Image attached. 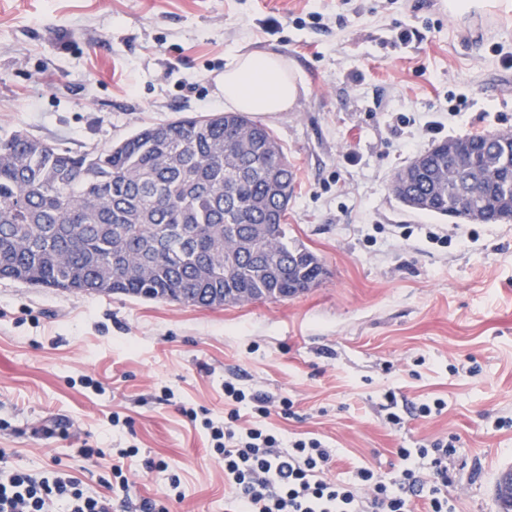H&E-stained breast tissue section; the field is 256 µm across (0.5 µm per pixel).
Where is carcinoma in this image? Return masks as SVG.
Segmentation results:
<instances>
[{
	"instance_id": "obj_1",
	"label": "carcinoma",
	"mask_w": 512,
	"mask_h": 512,
	"mask_svg": "<svg viewBox=\"0 0 512 512\" xmlns=\"http://www.w3.org/2000/svg\"><path fill=\"white\" fill-rule=\"evenodd\" d=\"M392 179L403 204L461 222L512 213V133L442 140ZM294 167L245 112L144 127L75 153L17 131L0 139V276L44 288L217 307L286 299L325 274L288 240Z\"/></svg>"
}]
</instances>
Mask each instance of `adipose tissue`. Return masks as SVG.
Listing matches in <instances>:
<instances>
[{"label": "adipose tissue", "mask_w": 512, "mask_h": 512, "mask_svg": "<svg viewBox=\"0 0 512 512\" xmlns=\"http://www.w3.org/2000/svg\"><path fill=\"white\" fill-rule=\"evenodd\" d=\"M221 86L225 106L242 112H284L298 95L296 75L272 52L230 55Z\"/></svg>", "instance_id": "1"}]
</instances>
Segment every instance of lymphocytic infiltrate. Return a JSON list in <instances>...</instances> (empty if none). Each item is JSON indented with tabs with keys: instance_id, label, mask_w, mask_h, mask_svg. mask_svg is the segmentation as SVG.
Segmentation results:
<instances>
[{
	"instance_id": "obj_1",
	"label": "lymphocytic infiltrate",
	"mask_w": 512,
	"mask_h": 512,
	"mask_svg": "<svg viewBox=\"0 0 512 512\" xmlns=\"http://www.w3.org/2000/svg\"><path fill=\"white\" fill-rule=\"evenodd\" d=\"M227 412L222 423L199 418L212 441V456L224 467L234 492L233 512H457L448 496V461L458 453L456 437L436 439L396 451L397 463L385 478L355 467L350 479H331L334 451L316 437L283 441L266 426L272 406L292 415L288 398L224 383ZM110 512L109 501L88 494L81 482L59 470L41 476L15 471L0 477V512Z\"/></svg>"
}]
</instances>
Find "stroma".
Listing matches in <instances>:
<instances>
[{"instance_id": "obj_1", "label": "stroma", "mask_w": 512, "mask_h": 512, "mask_svg": "<svg viewBox=\"0 0 512 512\" xmlns=\"http://www.w3.org/2000/svg\"><path fill=\"white\" fill-rule=\"evenodd\" d=\"M447 2L0 0V137L21 130L75 152L223 111L229 54L282 55L300 93L256 118L295 168L288 235L327 269L300 295L212 308L0 280L1 474L58 464L112 512L163 496L176 474L170 512H230L208 433L185 411L223 421L235 378L292 400L293 416L268 425L337 449L331 472L344 479L365 464L391 475L397 448L457 436L459 512H501L512 222L456 224L407 209L390 187L439 141L512 131V0L464 15ZM389 390L406 411L398 431L383 421ZM437 398L442 413L416 416ZM129 446L128 491L105 487L113 449Z\"/></svg>"}]
</instances>
